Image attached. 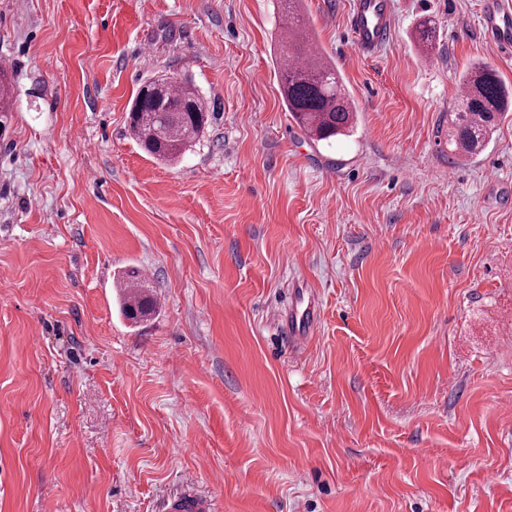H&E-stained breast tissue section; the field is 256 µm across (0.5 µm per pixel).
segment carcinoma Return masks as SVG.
I'll list each match as a JSON object with an SVG mask.
<instances>
[{"label":"carcinoma","mask_w":512,"mask_h":512,"mask_svg":"<svg viewBox=\"0 0 512 512\" xmlns=\"http://www.w3.org/2000/svg\"><path fill=\"white\" fill-rule=\"evenodd\" d=\"M280 89L288 111L313 139L328 141L353 128L356 109L341 89L335 66L312 54L310 35L297 24L279 40ZM462 110L451 114L448 145L460 157L478 154L488 143L512 96L496 73L474 66L461 80ZM209 105L189 85L171 77L140 87L130 110L135 141L160 160L179 155L204 130ZM121 314L133 324L146 321L157 307L149 283L138 267L125 269L119 279Z\"/></svg>","instance_id":"1"}]
</instances>
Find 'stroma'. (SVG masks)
I'll return each mask as SVG.
<instances>
[{"mask_svg": "<svg viewBox=\"0 0 512 512\" xmlns=\"http://www.w3.org/2000/svg\"><path fill=\"white\" fill-rule=\"evenodd\" d=\"M391 2L370 56L353 0L300 2L357 107L326 142L282 99L280 0H0V512H163L189 478L217 512H512V111L448 145L461 75L512 88V55L484 0ZM162 75L212 112L172 161L128 125ZM121 314L132 324L146 321L152 316L157 307V300L149 292L148 280L138 267L126 268L120 279ZM316 304L302 291L292 303L287 316L288 329L295 339H300L311 332L316 324Z\"/></svg>", "mask_w": 512, "mask_h": 512, "instance_id": "35a3bbf8", "label": "stroma"}]
</instances>
